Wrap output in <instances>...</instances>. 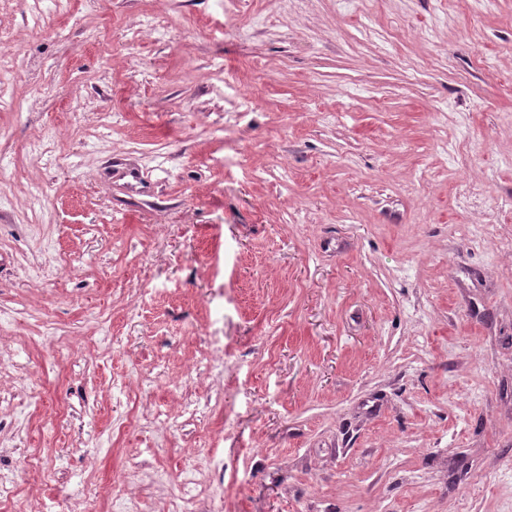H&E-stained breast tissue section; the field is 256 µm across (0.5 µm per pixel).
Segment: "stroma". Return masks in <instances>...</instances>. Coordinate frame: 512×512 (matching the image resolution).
<instances>
[{
  "instance_id": "obj_1",
  "label": "stroma",
  "mask_w": 512,
  "mask_h": 512,
  "mask_svg": "<svg viewBox=\"0 0 512 512\" xmlns=\"http://www.w3.org/2000/svg\"><path fill=\"white\" fill-rule=\"evenodd\" d=\"M0 29V512H512V0Z\"/></svg>"
}]
</instances>
